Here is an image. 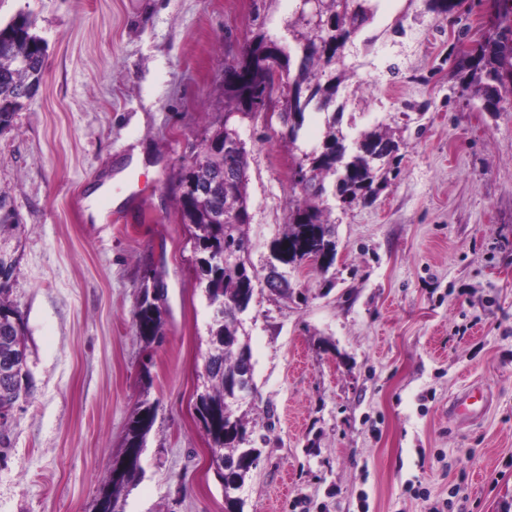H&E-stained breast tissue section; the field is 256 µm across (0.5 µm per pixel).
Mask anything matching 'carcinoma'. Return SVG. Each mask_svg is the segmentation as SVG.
<instances>
[{
    "label": "carcinoma",
    "instance_id": "cac0c4a2",
    "mask_svg": "<svg viewBox=\"0 0 512 512\" xmlns=\"http://www.w3.org/2000/svg\"><path fill=\"white\" fill-rule=\"evenodd\" d=\"M367 0H319L317 15L309 16L300 8L293 25L297 43L306 42L311 49L291 56L282 53L279 65L286 79L302 92L297 101V124L293 127L292 141H297L305 113L311 107L327 111L336 103L340 85L347 79L343 69L342 52L348 42L370 19ZM493 7L508 21L497 35L474 47L459 61V66L470 72L468 87L474 95L492 102L496 85L505 76L512 78V0H494ZM264 35L258 34L246 44L238 63L249 72L245 84L224 88L226 115H250L268 109L265 93V74L257 62L263 51ZM45 71V51L36 33V19L19 15L0 25V132L12 125L21 108L28 89L40 86ZM336 120L327 124L319 149L305 153L298 160L300 168H312V184L294 180L300 196L289 206V224L274 246L281 255L283 266H295L313 254H320L319 267L326 271L336 261L335 227L324 219L316 188L326 189L331 181L339 196L363 204H371L383 179L382 167L370 160L357 144L339 141ZM370 143L374 140L390 145L389 153L398 146L386 130L375 127L360 132ZM183 181L195 182V189L182 191L178 206L183 223L193 228L195 247L199 253L201 271L205 276L207 302L222 299L228 303L221 313H213L208 326L209 352L205 360L206 383L196 394L194 409L199 415L210 440L211 453L216 464L224 467V489L237 493L249 474L250 467L241 461L244 446L240 443L248 433L249 421L241 414L233 421L236 393L230 377L236 370L240 355L249 351L241 339V309L236 304L243 297L251 302L258 281L244 261L214 264L211 257L227 249L244 251L248 239L242 224H223L224 208H232L247 200L246 183L231 189L224 188V169L220 156L202 154L195 167L185 174ZM22 225L6 198L0 194V443L8 430V419L14 404L32 392L33 384L27 362L24 341L25 327L19 312L10 300V287L19 264V246ZM139 336L151 343L160 336L163 326L159 307L144 296L134 314ZM156 405L143 404L131 419L126 434L123 457L112 471L122 473L121 479H109L107 490L98 500V512H117L119 495L130 483L140 479L139 458L146 437L156 416Z\"/></svg>",
    "mask_w": 512,
    "mask_h": 512
}]
</instances>
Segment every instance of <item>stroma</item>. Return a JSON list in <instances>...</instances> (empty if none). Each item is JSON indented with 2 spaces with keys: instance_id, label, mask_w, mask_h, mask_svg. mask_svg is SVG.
<instances>
[{
  "instance_id": "obj_1",
  "label": "stroma",
  "mask_w": 512,
  "mask_h": 512,
  "mask_svg": "<svg viewBox=\"0 0 512 512\" xmlns=\"http://www.w3.org/2000/svg\"><path fill=\"white\" fill-rule=\"evenodd\" d=\"M300 0H0L46 45L36 95L0 132V194L25 232L10 299L25 325L30 396L0 441V512H94L142 402L157 412L122 512H225L194 410L211 309L180 179L220 121L245 141L247 262L262 278L298 195L292 167L322 143L309 110L296 143L263 115L224 117V68L264 34L294 50ZM447 21L431 0H369L344 50L335 109L348 138L397 142L376 201L321 207L329 270L288 294L260 281L242 316L260 458L243 512H512V88L496 111L467 89L463 54L493 36L491 0ZM145 168L126 178L131 151ZM110 183L116 217L95 223ZM164 326L134 313L145 290ZM480 382L479 415L449 399ZM134 321L139 336L146 342H154L160 336L163 326L159 307L145 294L134 314Z\"/></svg>"
}]
</instances>
